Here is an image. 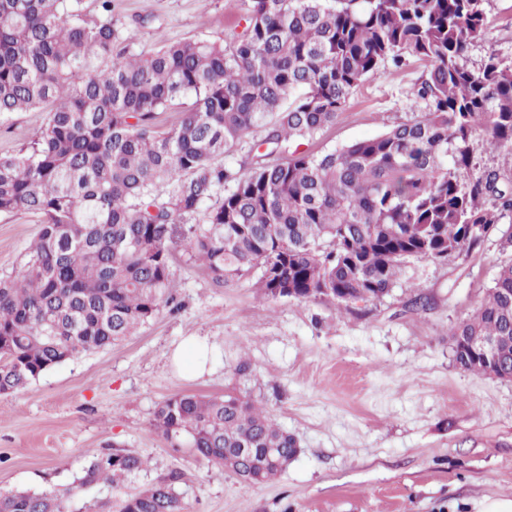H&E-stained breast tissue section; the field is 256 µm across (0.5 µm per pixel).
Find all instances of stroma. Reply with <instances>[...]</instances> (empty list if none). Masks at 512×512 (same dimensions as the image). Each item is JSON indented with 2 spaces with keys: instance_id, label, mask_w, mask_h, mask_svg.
<instances>
[{
  "instance_id": "1",
  "label": "stroma",
  "mask_w": 512,
  "mask_h": 512,
  "mask_svg": "<svg viewBox=\"0 0 512 512\" xmlns=\"http://www.w3.org/2000/svg\"><path fill=\"white\" fill-rule=\"evenodd\" d=\"M248 0H112V20L133 51L187 38L229 41ZM490 28L468 54L512 57V0H488ZM410 66L381 70L351 97L334 125L303 142L323 153L369 139L411 117ZM43 110L0 116V154L27 147ZM36 217L0 214V277L28 259ZM499 234L469 254L407 260L382 298L340 307L260 297L253 280L217 285L178 251L176 311L162 310L121 345L75 356L26 388L0 395V493L71 491L70 512H111L127 494L173 470L186 512H479L512 496V382L461 370L451 327L479 306L500 263ZM427 303L412 307L414 296ZM208 337L211 372L190 380L172 354L184 337ZM247 357L250 368L235 366ZM242 393L258 400L301 452L259 486L201 463L153 425L177 393ZM130 451L149 461L124 486L78 488L87 462Z\"/></svg>"
}]
</instances>
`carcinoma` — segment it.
<instances>
[{
    "label": "carcinoma",
    "mask_w": 512,
    "mask_h": 512,
    "mask_svg": "<svg viewBox=\"0 0 512 512\" xmlns=\"http://www.w3.org/2000/svg\"><path fill=\"white\" fill-rule=\"evenodd\" d=\"M79 3L0 0V115L48 109L30 150L0 154V213L40 224L28 261L0 278V393L159 314L179 243L219 285L255 275L264 299L342 305L381 298L411 258L469 252L512 216V167L470 173L476 141L512 157V59L465 64L489 29L488 0H249L229 42L184 39L148 53L131 51L111 0L93 22L73 20ZM414 63L419 115L280 160L290 142L336 123L381 69ZM188 97L181 120L158 129L156 115ZM242 150L239 167L224 163ZM450 336L462 370L485 372L461 339L486 336L512 373V258ZM153 426L252 485L300 453L234 393L175 394ZM144 466L131 452L104 453L78 487L114 485ZM182 482L171 471L118 512H184ZM72 493L1 494L0 512H69Z\"/></svg>",
    "instance_id": "carcinoma-1"
}]
</instances>
